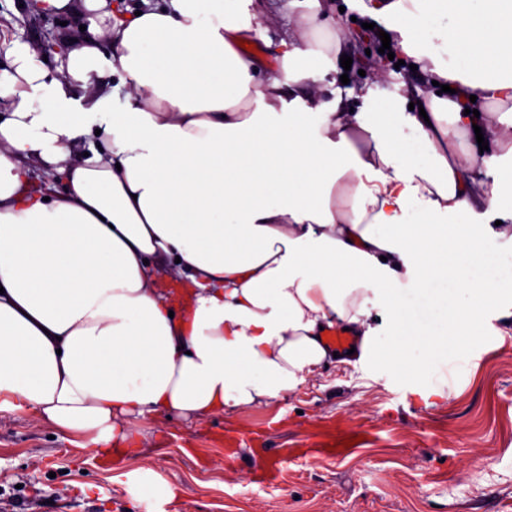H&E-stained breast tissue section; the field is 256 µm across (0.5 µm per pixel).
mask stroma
<instances>
[{"label":"stroma","mask_w":512,"mask_h":512,"mask_svg":"<svg viewBox=\"0 0 512 512\" xmlns=\"http://www.w3.org/2000/svg\"><path fill=\"white\" fill-rule=\"evenodd\" d=\"M0 0V63L13 41L47 57L81 21ZM482 341L441 348L404 376L384 358L327 368L298 392L224 418L134 421L141 446L113 459L31 414L0 412V512H150L126 489L143 468L175 487L165 512H512V279L478 321ZM358 436L354 446L341 444ZM238 454H225L228 440ZM339 445L332 459L316 448ZM305 448L270 483L255 453Z\"/></svg>","instance_id":"stroma-1"}]
</instances>
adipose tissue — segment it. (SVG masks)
Listing matches in <instances>:
<instances>
[{"label": "adipose tissue", "instance_id": "ef3b65f1", "mask_svg": "<svg viewBox=\"0 0 512 512\" xmlns=\"http://www.w3.org/2000/svg\"><path fill=\"white\" fill-rule=\"evenodd\" d=\"M460 2L371 10L417 81L352 112L330 78L350 35L302 39L297 0H142L121 18L111 0H36L85 30L51 65L13 42L0 68V412L104 453L139 447L130 417L217 418L332 365L413 374L480 342L505 268L483 240L512 242L496 191L512 131L489 110L512 102V0ZM262 15L286 20L280 39ZM255 37L266 54L241 55ZM476 127L487 150L456 151ZM29 162L62 188L31 190ZM412 263L424 285L394 296L392 349L368 293ZM169 276L191 290L176 310ZM332 326L353 349L325 344Z\"/></svg>", "mask_w": 512, "mask_h": 512}]
</instances>
